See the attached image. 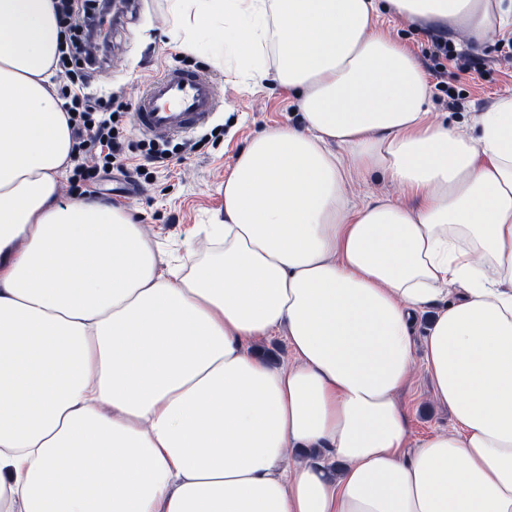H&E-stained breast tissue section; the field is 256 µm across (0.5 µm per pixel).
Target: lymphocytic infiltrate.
Returning a JSON list of instances; mask_svg holds the SVG:
<instances>
[{
  "label": "lymphocytic infiltrate",
  "instance_id": "obj_1",
  "mask_svg": "<svg viewBox=\"0 0 512 512\" xmlns=\"http://www.w3.org/2000/svg\"><path fill=\"white\" fill-rule=\"evenodd\" d=\"M108 0H58L63 41L59 51L58 95L64 101L74 141V189L93 193L112 171H126L127 153L121 122L126 106L118 98L94 90L89 78L106 64L107 55L90 56L86 50L106 12Z\"/></svg>",
  "mask_w": 512,
  "mask_h": 512
}]
</instances>
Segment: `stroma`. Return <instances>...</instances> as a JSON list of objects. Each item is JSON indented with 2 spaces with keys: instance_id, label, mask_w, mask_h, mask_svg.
I'll return each instance as SVG.
<instances>
[{
  "instance_id": "1",
  "label": "stroma",
  "mask_w": 512,
  "mask_h": 512,
  "mask_svg": "<svg viewBox=\"0 0 512 512\" xmlns=\"http://www.w3.org/2000/svg\"><path fill=\"white\" fill-rule=\"evenodd\" d=\"M222 27L202 35L190 48L170 30V0H139L125 28L110 44L108 77L93 76L94 86L134 102L146 83L165 67L177 65L206 72L215 81L223 102L213 120L190 133L193 150L181 161L147 167L141 180L115 172L102 185L99 201L123 206L142 224L156 243L161 260L193 251H208L203 225L224 215V177L249 140L264 129L297 122L294 96L272 78L243 83L235 79L234 59L225 50ZM443 80L447 91H434L432 110L437 118L464 126L498 95L512 92V59L504 58L497 37L459 50L449 62ZM408 413L412 445L436 432L453 428L446 406L437 404L434 387L424 366L416 371L399 395Z\"/></svg>"
}]
</instances>
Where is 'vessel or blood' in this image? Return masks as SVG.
I'll return each mask as SVG.
<instances>
[{
  "label": "vessel or blood",
  "mask_w": 512,
  "mask_h": 512,
  "mask_svg": "<svg viewBox=\"0 0 512 512\" xmlns=\"http://www.w3.org/2000/svg\"><path fill=\"white\" fill-rule=\"evenodd\" d=\"M220 105L215 82L206 73L166 67L137 96L138 132L169 138L205 126Z\"/></svg>",
  "instance_id": "b4317fda"
}]
</instances>
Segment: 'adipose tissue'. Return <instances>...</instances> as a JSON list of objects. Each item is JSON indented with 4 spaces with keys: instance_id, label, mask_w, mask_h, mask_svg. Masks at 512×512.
<instances>
[{
    "instance_id": "1",
    "label": "adipose tissue",
    "mask_w": 512,
    "mask_h": 512,
    "mask_svg": "<svg viewBox=\"0 0 512 512\" xmlns=\"http://www.w3.org/2000/svg\"><path fill=\"white\" fill-rule=\"evenodd\" d=\"M56 0H0V512H512V95L468 130L379 17L512 35V0H172L299 121L224 179L212 257L162 267L57 200ZM381 173L408 203L351 204ZM455 427L412 446L414 323ZM279 337L289 360L260 344Z\"/></svg>"
}]
</instances>
